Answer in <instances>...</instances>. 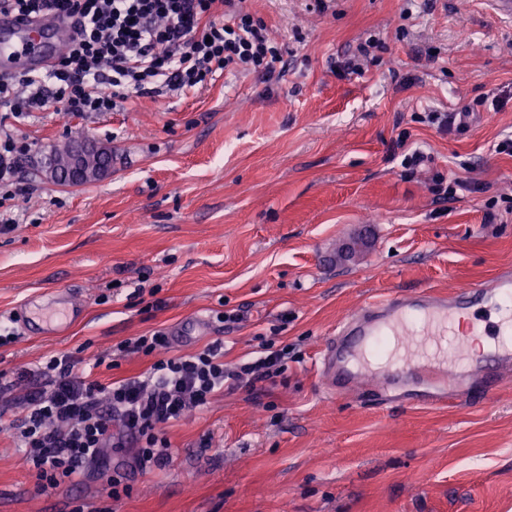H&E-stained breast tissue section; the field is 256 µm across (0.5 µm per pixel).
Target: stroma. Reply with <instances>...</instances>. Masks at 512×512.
I'll return each mask as SVG.
<instances>
[{
    "label": "stroma",
    "mask_w": 512,
    "mask_h": 512,
    "mask_svg": "<svg viewBox=\"0 0 512 512\" xmlns=\"http://www.w3.org/2000/svg\"><path fill=\"white\" fill-rule=\"evenodd\" d=\"M246 7L285 52L271 82L227 70L129 110L0 114L28 145L22 192L0 197V324L18 335L0 372L71 353L100 382L133 377L153 359L114 358L117 344L157 331L173 355L222 341L229 364L271 340L283 371L167 427L173 461L151 474L108 449L130 487L115 503L97 475L40 489L0 434V512H512L499 372L447 402L423 384L377 402L367 377L332 397L319 375L325 340L365 303L512 267V155L493 149L512 136V23L488 0ZM372 36L363 74L340 75ZM493 91L464 126L426 120ZM77 129L111 149V175L43 180L39 161ZM410 144L430 163L402 166ZM454 177L467 188L431 192Z\"/></svg>",
    "instance_id": "stroma-1"
}]
</instances>
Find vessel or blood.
<instances>
[{"mask_svg":"<svg viewBox=\"0 0 512 512\" xmlns=\"http://www.w3.org/2000/svg\"><path fill=\"white\" fill-rule=\"evenodd\" d=\"M70 27L60 18H24L0 7V59L22 57L38 71L52 64L59 35ZM512 302V269L500 270L489 282L442 291L393 294L345 318L321 351V379L332 392L351 388L373 374L377 393L386 397L409 381H424L440 397L451 399L468 390L486 364L512 367V315L502 323L498 339L479 356L472 342L486 327H455L458 314L478 306Z\"/></svg>","mask_w":512,"mask_h":512,"instance_id":"obj_1","label":"vessel or blood"}]
</instances>
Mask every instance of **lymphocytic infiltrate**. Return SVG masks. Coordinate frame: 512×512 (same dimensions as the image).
I'll use <instances>...</instances> for the list:
<instances>
[{"label":"lymphocytic infiltrate","mask_w":512,"mask_h":512,"mask_svg":"<svg viewBox=\"0 0 512 512\" xmlns=\"http://www.w3.org/2000/svg\"><path fill=\"white\" fill-rule=\"evenodd\" d=\"M31 17L68 15L75 35L68 52L45 72L0 77V108L23 114L59 103L64 112H109L130 98L190 92L217 71L235 68L269 80L282 48L238 0H9ZM160 333L120 343L119 354L154 361L143 374L102 384L78 370L69 354L49 357L33 370L37 387L21 415L0 419L15 438L42 488L71 483L91 465H104L110 448L132 447L139 471L168 464L162 428L206 407L218 393L274 382L287 348L266 343L260 355L226 368L224 344L189 355L162 356Z\"/></svg>","instance_id":"f902f5d3"}]
</instances>
